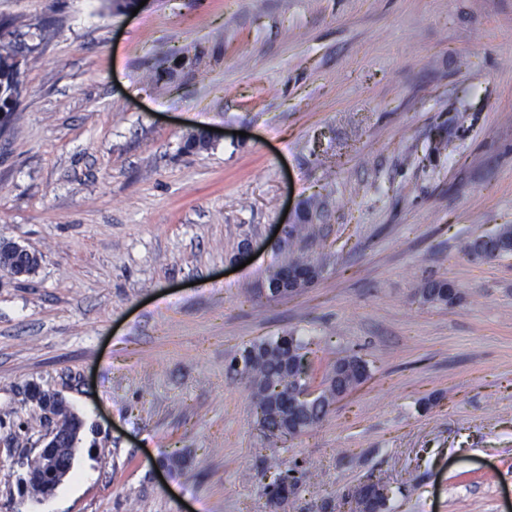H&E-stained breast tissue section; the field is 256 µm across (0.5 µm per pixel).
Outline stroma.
Returning a JSON list of instances; mask_svg holds the SVG:
<instances>
[{
  "instance_id": "obj_1",
  "label": "stroma",
  "mask_w": 512,
  "mask_h": 512,
  "mask_svg": "<svg viewBox=\"0 0 512 512\" xmlns=\"http://www.w3.org/2000/svg\"><path fill=\"white\" fill-rule=\"evenodd\" d=\"M1 30L30 53L0 239L40 267L0 268V512H42L34 384L86 422L66 512H275L274 451L312 473L286 512L369 479L385 512H512V254L460 250L512 225V0H0ZM306 210L322 274L270 296ZM289 334L312 385L368 374L271 438L230 363Z\"/></svg>"
}]
</instances>
